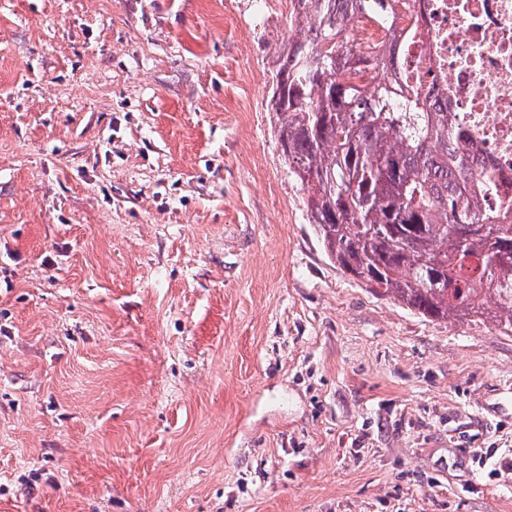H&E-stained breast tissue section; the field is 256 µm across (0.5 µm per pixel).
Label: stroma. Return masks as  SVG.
<instances>
[{
  "mask_svg": "<svg viewBox=\"0 0 512 512\" xmlns=\"http://www.w3.org/2000/svg\"><path fill=\"white\" fill-rule=\"evenodd\" d=\"M279 0H0V512H512V333L332 262Z\"/></svg>",
  "mask_w": 512,
  "mask_h": 512,
  "instance_id": "35a3bbf8",
  "label": "stroma"
}]
</instances>
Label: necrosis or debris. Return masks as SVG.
Segmentation results:
<instances>
[{
  "label": "necrosis or debris",
  "mask_w": 512,
  "mask_h": 512,
  "mask_svg": "<svg viewBox=\"0 0 512 512\" xmlns=\"http://www.w3.org/2000/svg\"><path fill=\"white\" fill-rule=\"evenodd\" d=\"M395 31L409 34L396 67L378 66L367 83L422 86L452 128L469 133L477 163L499 173L484 207L512 198V0H389L383 18L352 36L365 50Z\"/></svg>",
  "instance_id": "obj_1"
}]
</instances>
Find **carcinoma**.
I'll use <instances>...</instances> for the list:
<instances>
[{
    "label": "carcinoma",
    "mask_w": 512,
    "mask_h": 512,
    "mask_svg": "<svg viewBox=\"0 0 512 512\" xmlns=\"http://www.w3.org/2000/svg\"><path fill=\"white\" fill-rule=\"evenodd\" d=\"M374 0H293L297 35L276 52L270 96L288 169L328 257L371 291L431 320L512 329V200L448 129L394 84L355 77L383 60L352 48L349 28Z\"/></svg>",
    "instance_id": "obj_1"
}]
</instances>
